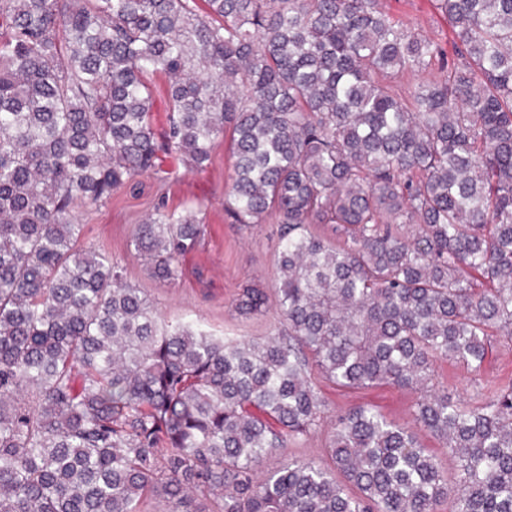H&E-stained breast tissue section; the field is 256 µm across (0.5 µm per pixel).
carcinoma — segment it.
Wrapping results in <instances>:
<instances>
[{
	"mask_svg": "<svg viewBox=\"0 0 512 512\" xmlns=\"http://www.w3.org/2000/svg\"><path fill=\"white\" fill-rule=\"evenodd\" d=\"M436 5L452 60L381 0H0V512H512V384L435 382L512 343V0ZM228 129L225 211L279 225L281 327L242 341L162 323L76 215ZM199 214L134 225L153 277ZM325 383L408 391L412 423L354 406L258 475L322 430ZM147 83L152 91L154 98V108L152 111L153 123L156 127L166 126L167 112L165 105V79L161 76L150 77ZM435 374L442 385L448 386V394L468 398L472 393V376L448 361H439Z\"/></svg>",
	"mask_w": 512,
	"mask_h": 512,
	"instance_id": "cac0c4a2",
	"label": "carcinoma"
}]
</instances>
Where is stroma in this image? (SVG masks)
Returning a JSON list of instances; mask_svg holds the SVG:
<instances>
[{
  "label": "stroma",
  "instance_id": "35a3bbf8",
  "mask_svg": "<svg viewBox=\"0 0 512 512\" xmlns=\"http://www.w3.org/2000/svg\"><path fill=\"white\" fill-rule=\"evenodd\" d=\"M382 3L394 19L437 42L446 54H453L451 29L434 0ZM230 146V140H223L216 147L209 168L198 172L178 168L164 184L152 174L136 177L118 189L110 202L82 214L80 222L84 226V245L106 252L123 267L127 282L141 288L166 323L198 326L215 336L244 340L274 333L278 326L276 305H268L264 314L252 317L239 315L233 305L238 289L246 283L258 284L270 294L275 292L276 226L269 222L239 226L225 213L224 194L231 183L234 164ZM163 198L173 208L199 200L206 203L203 240L186 258L183 276L172 281L152 278L130 243L134 225ZM322 395L331 419L364 403L377 406L396 421L410 419L413 396L395 388L345 390L326 384Z\"/></svg>",
  "mask_w": 512,
  "mask_h": 512
}]
</instances>
